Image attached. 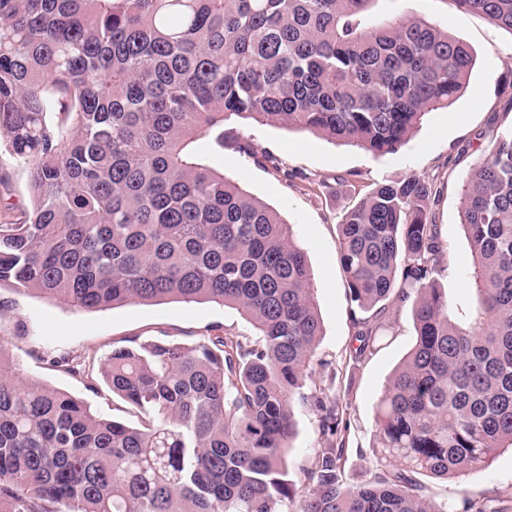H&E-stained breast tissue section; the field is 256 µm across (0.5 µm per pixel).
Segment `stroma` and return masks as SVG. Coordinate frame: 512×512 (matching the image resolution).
<instances>
[{
  "mask_svg": "<svg viewBox=\"0 0 512 512\" xmlns=\"http://www.w3.org/2000/svg\"><path fill=\"white\" fill-rule=\"evenodd\" d=\"M430 24L450 31L476 54L468 85L447 109L431 112L397 153L374 155L360 148L332 143L320 136L275 125L232 122L224 128V146L197 141V151L241 182L254 197L277 209L305 249L314 274L322 322L318 354L335 360L336 393L347 404L350 428L345 436L344 479L358 484L376 468L372 445L376 433L374 407L395 368L416 341L408 307L391 305L376 353L354 361L356 346L350 323L347 283L338 252V224L343 213L376 185L414 174L440 190L433 207L449 267L440 282L458 319H465L473 297L468 285L469 246L460 224L463 186L486 143L479 134L492 128L512 131V32L491 25L478 14L462 15L453 0H373L366 17L375 21L401 13L405 6ZM247 137L263 161L238 149ZM0 174L5 175L7 205L0 206V224H17L31 207L29 175L16 165L7 144H0ZM0 339L25 378L84 400L92 411L133 421L132 413L107 389L90 391L79 377L52 368L51 357L66 353L76 359L94 357L103 363L112 348L132 336L196 341L214 326L245 336L255 328L230 307L202 301L166 300L156 304H124L102 311L77 309L58 298L20 295L0 289ZM288 469L299 479L298 466L319 447L314 412L295 411ZM426 498L462 512L464 501H485L512 492V450L499 449L489 466L460 478H425Z\"/></svg>",
  "mask_w": 512,
  "mask_h": 512,
  "instance_id": "1",
  "label": "stroma"
}]
</instances>
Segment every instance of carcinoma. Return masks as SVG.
<instances>
[{
  "label": "carcinoma",
  "mask_w": 512,
  "mask_h": 512,
  "mask_svg": "<svg viewBox=\"0 0 512 512\" xmlns=\"http://www.w3.org/2000/svg\"><path fill=\"white\" fill-rule=\"evenodd\" d=\"M373 0H0V138L30 172L32 211L0 224V287L83 310L208 300L256 337L129 338L96 370L131 426L21 376L0 343V512H443L422 478L485 469L512 448V132L493 130L462 193L468 323L438 276V190L409 174L338 224L355 356L391 298L415 344L375 404L378 468L342 479L349 428L306 253L280 214L196 150L233 117L393 154L450 107L473 50ZM512 31V0H453ZM322 446L288 480L295 405ZM298 502L294 510L292 502ZM467 502L465 512H512Z\"/></svg>",
  "instance_id": "1"
}]
</instances>
